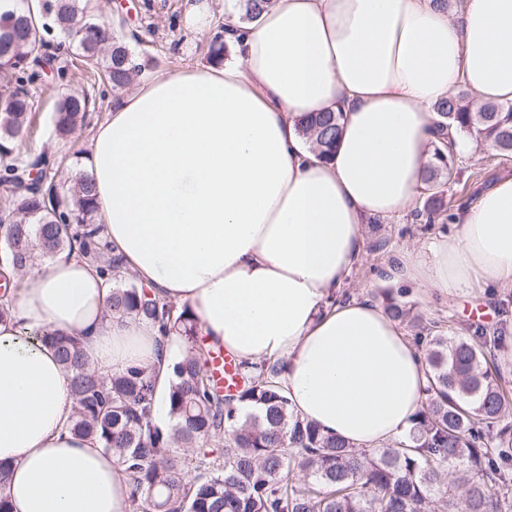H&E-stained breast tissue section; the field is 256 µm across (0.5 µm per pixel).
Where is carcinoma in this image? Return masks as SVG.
<instances>
[{"label":"carcinoma","mask_w":512,"mask_h":512,"mask_svg":"<svg viewBox=\"0 0 512 512\" xmlns=\"http://www.w3.org/2000/svg\"><path fill=\"white\" fill-rule=\"evenodd\" d=\"M271 0H239L241 19L256 20ZM31 13L24 0L0 13V193L6 208L0 230L7 261L21 272L35 252L54 257L77 251L99 267L112 288L109 311L158 327L162 340L184 338L187 353L168 380L170 427L152 422L157 380L133 366L103 375L88 364L80 338L46 333L72 374L70 429L95 439L115 455L129 476L133 512H512V401L488 367L485 336L420 333L428 386L408 438L358 449L288 411L279 382L281 363L264 359L245 371L242 385L219 390L209 373L212 349L197 335L188 309H175L123 271L109 256L104 227L95 223L94 189L79 177L62 197L54 190L55 162L20 154L30 122L31 75L59 61L46 35L57 30L77 44L86 68L103 69L112 90L127 88L142 64L112 25L90 19L89 0H43ZM465 91L439 100L433 160L424 181L430 195L416 217L447 215L442 182L451 179L456 137L474 136L503 156L512 154V104L487 102L478 111L463 103ZM89 98L67 93L54 116L67 139L87 119ZM342 114L318 112L300 122L302 134L328 156L340 135ZM388 314L403 321L404 301L388 297ZM258 410L240 419L236 403ZM191 448L192 455L177 448Z\"/></svg>","instance_id":"obj_1"}]
</instances>
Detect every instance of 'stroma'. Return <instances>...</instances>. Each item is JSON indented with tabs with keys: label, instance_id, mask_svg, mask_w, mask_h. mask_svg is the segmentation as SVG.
Here are the masks:
<instances>
[{
	"label": "stroma",
	"instance_id": "obj_1",
	"mask_svg": "<svg viewBox=\"0 0 512 512\" xmlns=\"http://www.w3.org/2000/svg\"><path fill=\"white\" fill-rule=\"evenodd\" d=\"M191 0H95L94 15L122 27L127 46L144 64L146 74L189 70L212 65L209 45L224 27V0H211L212 23L207 32L187 26L185 14ZM68 76L58 81L45 76L32 87L33 128L22 152L32 157L47 153L56 158V184L67 187L83 173V154L94 127L103 122L121 99V92L101 81L88 78L77 49L66 56ZM88 93L89 117L67 140L53 133L55 102L61 93ZM464 152L455 159L457 176L445 187L449 216L433 223L406 213L399 219L367 225L363 259L337 290L339 300L369 299L385 302L393 295L414 304L423 323L436 331L450 330L463 336L483 334L497 337L489 361L499 371L503 388L512 394V288H467L440 294L417 284L385 278L388 266L406 252L427 253L430 245L456 231L455 214L489 187L499 176L512 174V157L495 151L472 137H465Z\"/></svg>",
	"mask_w": 512,
	"mask_h": 512
}]
</instances>
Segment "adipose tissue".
Instances as JSON below:
<instances>
[{
    "label": "adipose tissue",
    "instance_id": "adipose-tissue-1",
    "mask_svg": "<svg viewBox=\"0 0 512 512\" xmlns=\"http://www.w3.org/2000/svg\"><path fill=\"white\" fill-rule=\"evenodd\" d=\"M223 65L141 80L92 134L95 221L125 270L197 315L214 347L281 360L289 408L360 448L408 436L425 397L398 321L337 288L364 227L405 215L424 189L433 104L464 88L512 103V0H273L251 23L225 5ZM342 113L334 153L299 131ZM452 237L407 253L406 279L451 294L512 287V175L463 208ZM0 320V492L12 512H130L115 456L67 427L72 376L34 334L79 336L91 367L180 359L182 338L107 314L102 275L77 253L33 263Z\"/></svg>",
    "mask_w": 512,
    "mask_h": 512
}]
</instances>
